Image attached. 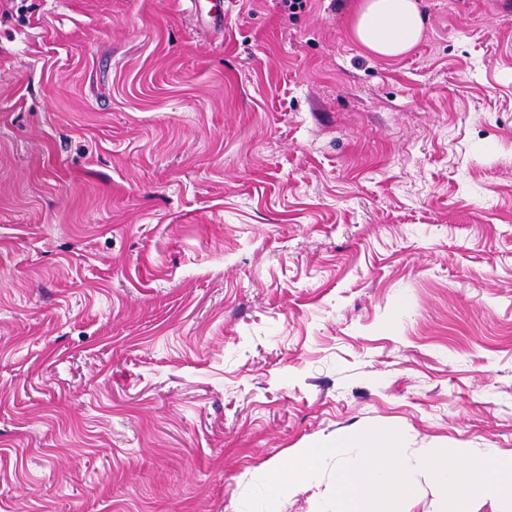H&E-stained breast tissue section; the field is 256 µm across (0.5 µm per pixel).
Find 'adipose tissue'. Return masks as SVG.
Masks as SVG:
<instances>
[{
	"instance_id": "obj_1",
	"label": "adipose tissue",
	"mask_w": 512,
	"mask_h": 512,
	"mask_svg": "<svg viewBox=\"0 0 512 512\" xmlns=\"http://www.w3.org/2000/svg\"><path fill=\"white\" fill-rule=\"evenodd\" d=\"M349 28L353 39L367 52L398 58L419 43L424 24L417 0H359Z\"/></svg>"
}]
</instances>
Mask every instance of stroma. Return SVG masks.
Wrapping results in <instances>:
<instances>
[{"label": "stroma", "instance_id": "35a3bbf8", "mask_svg": "<svg viewBox=\"0 0 512 512\" xmlns=\"http://www.w3.org/2000/svg\"><path fill=\"white\" fill-rule=\"evenodd\" d=\"M0 0V512H243L397 424L512 450V0ZM349 28L367 52L398 58L419 43L424 24L416 0H362L350 16Z\"/></svg>", "mask_w": 512, "mask_h": 512}]
</instances>
